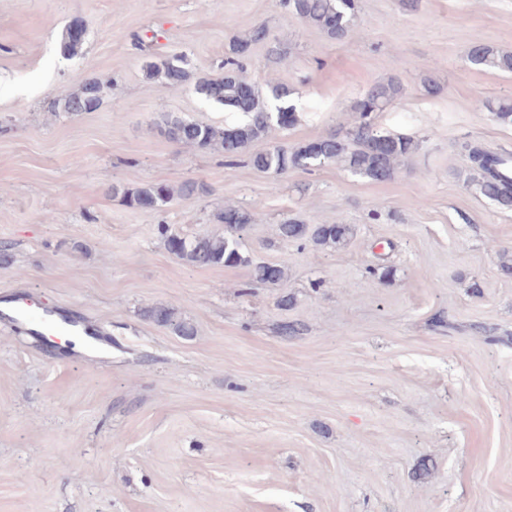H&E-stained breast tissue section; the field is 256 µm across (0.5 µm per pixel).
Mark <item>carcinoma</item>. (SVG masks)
<instances>
[{"label": "carcinoma", "mask_w": 512, "mask_h": 512, "mask_svg": "<svg viewBox=\"0 0 512 512\" xmlns=\"http://www.w3.org/2000/svg\"><path fill=\"white\" fill-rule=\"evenodd\" d=\"M280 3L304 25L320 31L332 41L344 42L365 35L358 22V0H280ZM85 36L83 19L72 17L62 31V55L67 58L77 56ZM267 39L268 31L263 25L235 38L229 45L220 76L198 77L186 58L178 55L154 57L146 62L147 78L162 79L172 86L191 85L204 99L228 106L242 116L239 123L218 126L167 113L161 116L160 132L170 141L198 151L221 150L229 162L244 158L254 169L276 176L336 162L352 173L385 181L396 175L400 161L419 150L417 140L376 129L375 113L383 111L400 94L401 86L393 80L372 86L355 103L356 119L346 127L293 146L273 145L265 150H251L252 144L267 138L273 127L288 129L297 121L296 109L289 103L293 89L285 84H273L268 86V93H263L260 86L244 74L238 61L252 46ZM469 60L476 66L512 74V52L493 44L473 46ZM87 102L95 104L97 109L103 103V85L94 75L85 78L79 91L56 99L53 111L83 112ZM486 107L497 120L512 124V100L489 101ZM460 151L479 172L468 181V186L499 208L511 210L512 154L506 150L492 151L469 141L460 144ZM108 191L120 197L126 206L146 211H161L174 198L173 188L164 183L123 188L113 185ZM216 219L224 225L222 236L187 238L164 224L159 225V230L168 251L181 260L200 266L231 267L250 263L236 234L247 225L257 223V213L228 204L217 213ZM278 231L281 240L286 242L308 241L316 247H332L346 239L349 227L337 222L304 224L290 219L279 225ZM285 273L283 264H257L252 269V278L257 284L275 285L284 279ZM144 315L180 336L194 335V327L180 319L175 309L169 306H151L145 309Z\"/></svg>", "instance_id": "obj_1"}]
</instances>
